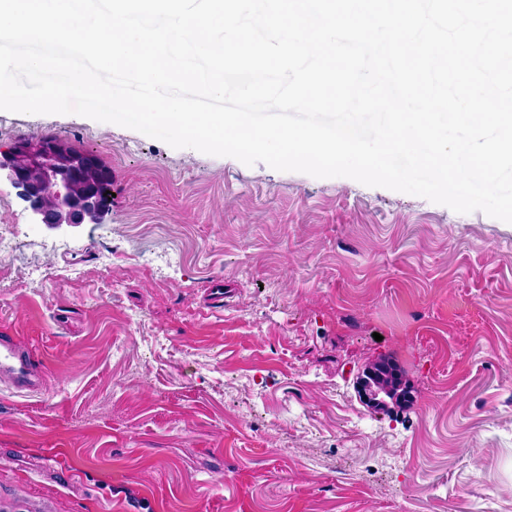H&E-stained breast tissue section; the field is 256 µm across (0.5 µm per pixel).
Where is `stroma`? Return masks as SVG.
Returning <instances> with one entry per match:
<instances>
[{
    "label": "stroma",
    "mask_w": 512,
    "mask_h": 512,
    "mask_svg": "<svg viewBox=\"0 0 512 512\" xmlns=\"http://www.w3.org/2000/svg\"><path fill=\"white\" fill-rule=\"evenodd\" d=\"M44 136L113 198L51 230L0 179V336L37 370L0 380V512H512V224L0 110V149ZM382 360L408 397L376 410ZM371 367V366H370ZM368 367L363 376L367 375ZM375 367V364H374ZM376 368V367H375ZM376 373L373 376H368L371 383L376 385L377 387L382 389H375L373 386L365 387L363 381L359 384V389L361 390V395L367 404L372 408L379 409L383 406V398H380L381 394H385L388 392L386 387H389L393 391V398L397 394V389L400 384L397 374H395L393 367L386 365L384 368H376Z\"/></svg>",
    "instance_id": "1"
}]
</instances>
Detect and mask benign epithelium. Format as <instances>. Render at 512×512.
<instances>
[{
	"mask_svg": "<svg viewBox=\"0 0 512 512\" xmlns=\"http://www.w3.org/2000/svg\"><path fill=\"white\" fill-rule=\"evenodd\" d=\"M99 167L90 153L75 152L58 139L24 138L6 152L0 151V173L18 188L30 203L39 223L51 229L96 224L105 212L100 196L109 192L110 177L104 176L80 193L76 183ZM361 395L372 408L383 406L386 390L359 384Z\"/></svg>",
	"mask_w": 512,
	"mask_h": 512,
	"instance_id": "7a95c632",
	"label": "benign epithelium"
}]
</instances>
